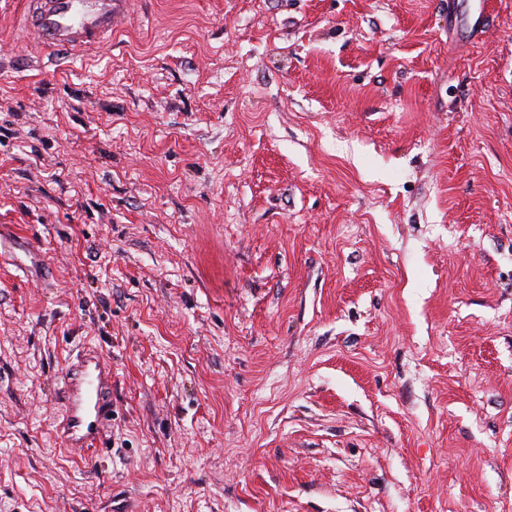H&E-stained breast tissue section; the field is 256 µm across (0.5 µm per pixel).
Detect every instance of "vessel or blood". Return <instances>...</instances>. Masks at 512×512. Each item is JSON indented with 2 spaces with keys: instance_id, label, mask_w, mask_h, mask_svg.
Segmentation results:
<instances>
[{
  "instance_id": "1",
  "label": "vessel or blood",
  "mask_w": 512,
  "mask_h": 512,
  "mask_svg": "<svg viewBox=\"0 0 512 512\" xmlns=\"http://www.w3.org/2000/svg\"><path fill=\"white\" fill-rule=\"evenodd\" d=\"M29 32L42 48L70 55L92 53L132 16V0H22ZM112 367L84 361L66 399L64 431L69 444L97 447L112 417Z\"/></svg>"
}]
</instances>
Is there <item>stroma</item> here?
I'll return each mask as SVG.
<instances>
[{
    "mask_svg": "<svg viewBox=\"0 0 512 512\" xmlns=\"http://www.w3.org/2000/svg\"><path fill=\"white\" fill-rule=\"evenodd\" d=\"M476 4L134 0L61 58L0 0V512L512 505V0ZM74 376L65 404L66 441L82 448H96L112 417V367L99 358L86 360Z\"/></svg>",
    "mask_w": 512,
    "mask_h": 512,
    "instance_id": "stroma-1",
    "label": "stroma"
}]
</instances>
